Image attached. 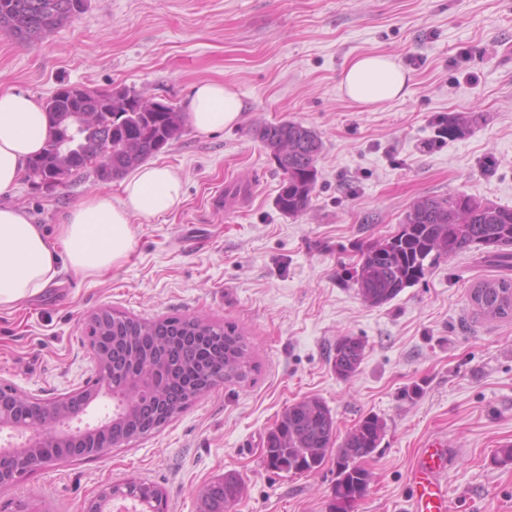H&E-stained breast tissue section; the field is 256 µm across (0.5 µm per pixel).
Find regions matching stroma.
I'll list each match as a JSON object with an SVG mask.
<instances>
[{"label":"stroma","mask_w":512,"mask_h":512,"mask_svg":"<svg viewBox=\"0 0 512 512\" xmlns=\"http://www.w3.org/2000/svg\"><path fill=\"white\" fill-rule=\"evenodd\" d=\"M383 54L412 76L405 100L362 107L340 89L356 57ZM234 83L240 123L185 128L160 163L181 170L184 196L134 223L129 258L98 277L61 269L16 309H0V379L38 398L82 388L93 374L84 322L99 308L139 319L197 316L235 325L251 371L192 400L159 429L87 459L17 477L0 512H84L101 488L134 478L162 490L164 512H200L227 473L242 484L227 512H328L336 455L313 473H274L263 441L290 405L321 400L337 439L368 415L385 436L353 512H409V476L428 440L448 443V512H512V320L470 302L512 268L474 249L441 257L423 280L372 306L350 277L361 247L395 233L424 197L465 194L512 208V0H88L79 18L18 44L0 31V92L46 101L63 85L126 86L184 106L194 84ZM468 133L427 151L433 121ZM292 120L323 142L302 216L283 215V179L257 127ZM119 182L75 175L48 192L20 182L0 206L54 231L83 198ZM364 359L350 379L332 368L339 338Z\"/></svg>","instance_id":"35a3bbf8"}]
</instances>
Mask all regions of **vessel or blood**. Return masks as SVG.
<instances>
[{
	"label": "vessel or blood",
	"instance_id": "obj_1",
	"mask_svg": "<svg viewBox=\"0 0 512 512\" xmlns=\"http://www.w3.org/2000/svg\"><path fill=\"white\" fill-rule=\"evenodd\" d=\"M447 467L445 441L432 439L420 450L411 470V512H448V488L442 480Z\"/></svg>",
	"mask_w": 512,
	"mask_h": 512
}]
</instances>
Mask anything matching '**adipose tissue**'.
Segmentation results:
<instances>
[{
  "label": "adipose tissue",
  "mask_w": 512,
  "mask_h": 512,
  "mask_svg": "<svg viewBox=\"0 0 512 512\" xmlns=\"http://www.w3.org/2000/svg\"><path fill=\"white\" fill-rule=\"evenodd\" d=\"M411 76L394 58L363 55L341 78L352 102L375 107L405 99ZM187 121L200 134L237 125L244 102L236 85L195 84L186 103ZM49 130L41 103L26 90L0 92V194L13 189L31 157L40 152ZM183 176L165 164H144L121 186L120 196L90 195L70 208L55 233L32 223L23 210L0 207V307L15 306L42 294L61 266L79 276L100 275L120 265L135 244L133 221L171 211L180 201Z\"/></svg>",
  "instance_id": "adipose-tissue-1"
}]
</instances>
